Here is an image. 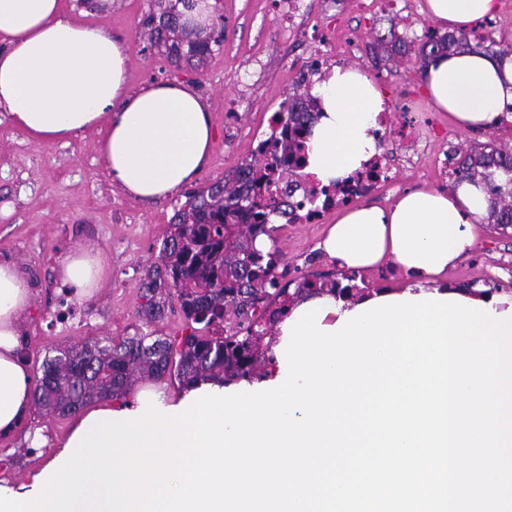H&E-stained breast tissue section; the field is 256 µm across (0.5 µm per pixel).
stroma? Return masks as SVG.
<instances>
[{
  "label": "stroma",
  "instance_id": "obj_1",
  "mask_svg": "<svg viewBox=\"0 0 512 512\" xmlns=\"http://www.w3.org/2000/svg\"><path fill=\"white\" fill-rule=\"evenodd\" d=\"M425 0H374L361 11L356 0H301L300 10L339 40H355L359 49L345 65L376 79L398 111L410 113L429 150L421 169L396 172L395 185L381 192L389 205L410 187L440 188L442 163L453 150L492 142L512 147V113L496 125L462 130L446 114L434 111L421 81L417 49L431 21ZM64 17L98 26L124 41L130 51L132 88L159 82L195 87L209 104L216 131L206 168L193 182L201 189L229 178L245 158L255 135L268 134V119L289 95L302 92L299 67L314 66L322 45L300 38L288 20L286 0H215L214 24L224 41L202 67L175 64L164 48L150 43L142 21L156 12L155 0H112L110 11L93 0H61ZM405 40L408 51L397 62L380 57V39ZM103 127L84 131L69 143L30 137L0 112V259L14 260L34 293L24 318L22 355L29 364L73 345H103L126 336L155 333L181 337L198 332L178 303L165 305L163 316L149 323L137 315L141 284L160 249L185 193L146 206L114 186L100 159ZM270 244L293 281L343 279L344 269L320 248L322 224H283L273 219ZM93 248L102 254L105 272L91 295L77 296L61 276L66 255ZM452 286L481 283L512 293V233L480 225L470 256L449 270ZM75 416H58L32 407L18 430L0 436V483L15 488L46 466L61 450Z\"/></svg>",
  "mask_w": 512,
  "mask_h": 512
}]
</instances>
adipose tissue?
I'll list each match as a JSON object with an SVG mask.
<instances>
[{
	"mask_svg": "<svg viewBox=\"0 0 512 512\" xmlns=\"http://www.w3.org/2000/svg\"><path fill=\"white\" fill-rule=\"evenodd\" d=\"M497 0H425V13L442 30H463L491 15ZM127 46L101 28L64 18L60 0H0V111L31 137L70 141L104 126L100 156L112 183L153 203L192 182L209 160L215 139L208 106L183 83L131 91ZM422 80L433 106L462 129L487 128L512 112V55L454 52L431 58ZM320 117L306 143L305 171L328 186L351 177L377 151L385 100L356 67L334 68L315 91ZM483 181L448 191L411 189L387 207L342 212L322 242L337 265L363 273L396 265L404 285L335 297L325 324L356 305L393 295L454 294L443 282L473 248L476 228L489 221ZM62 273L81 296L97 287L99 254L65 257ZM29 284L13 260L0 259V433L29 412L33 379L20 352Z\"/></svg>",
	"mask_w": 512,
	"mask_h": 512,
	"instance_id": "1",
	"label": "adipose tissue"
}]
</instances>
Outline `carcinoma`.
<instances>
[{
  "mask_svg": "<svg viewBox=\"0 0 512 512\" xmlns=\"http://www.w3.org/2000/svg\"><path fill=\"white\" fill-rule=\"evenodd\" d=\"M195 4L196 0H157L159 14H149L144 22L151 41L164 43L172 57L188 63L204 62L211 45L222 43L211 36L203 41L188 39L181 17ZM423 38L418 57L424 64L435 54L484 49L483 43L472 44L463 33L430 28ZM282 108L288 112L276 113L274 120L283 125L279 144L287 168L282 177L292 192L297 184L295 168L304 163L297 153L305 151L318 101L308 93L294 94ZM449 160L450 187L481 178L490 196V223L512 227V152L488 142L457 150ZM264 167V159L256 158L233 179L187 193V201L171 218L161 264L147 272L139 313L156 320L165 306L157 296H174L184 317L204 325L211 335L192 333L178 340L129 336L112 345L64 349L36 368L43 385L35 400L43 410L66 416L94 399L123 397L137 373L156 380L174 377L186 388L200 380L225 383L250 375L261 339L273 335L293 300L289 283H280L288 268L279 267V255L255 248L259 236L273 231L269 213L261 210L255 194L267 181ZM301 287L309 292L339 290L347 297L351 291L334 280L321 284L305 280Z\"/></svg>",
  "mask_w": 512,
  "mask_h": 512,
  "instance_id": "obj_1",
  "label": "carcinoma"
}]
</instances>
